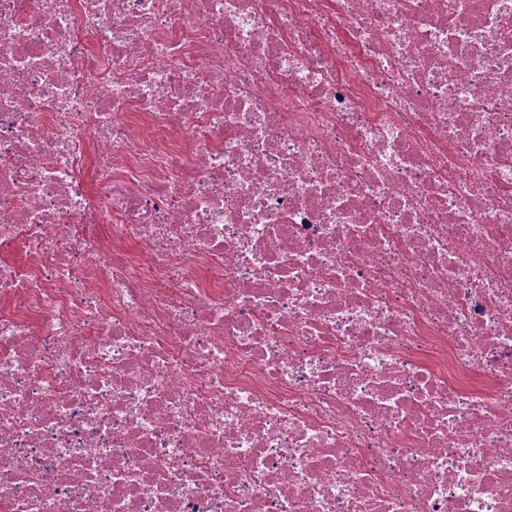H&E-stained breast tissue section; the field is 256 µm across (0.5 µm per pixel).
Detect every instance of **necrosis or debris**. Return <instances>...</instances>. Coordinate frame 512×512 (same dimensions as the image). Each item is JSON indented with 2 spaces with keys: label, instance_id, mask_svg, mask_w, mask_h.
<instances>
[{
  "label": "necrosis or debris",
  "instance_id": "necrosis-or-debris-1",
  "mask_svg": "<svg viewBox=\"0 0 512 512\" xmlns=\"http://www.w3.org/2000/svg\"><path fill=\"white\" fill-rule=\"evenodd\" d=\"M14 242L0 512H512V0H0Z\"/></svg>",
  "mask_w": 512,
  "mask_h": 512
}]
</instances>
